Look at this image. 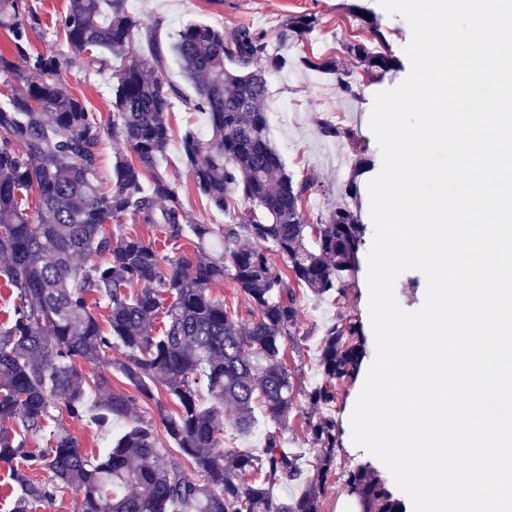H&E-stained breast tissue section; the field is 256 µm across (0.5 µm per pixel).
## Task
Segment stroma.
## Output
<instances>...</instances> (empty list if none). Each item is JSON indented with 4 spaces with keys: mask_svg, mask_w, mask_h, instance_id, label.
<instances>
[{
    "mask_svg": "<svg viewBox=\"0 0 512 512\" xmlns=\"http://www.w3.org/2000/svg\"><path fill=\"white\" fill-rule=\"evenodd\" d=\"M67 5L68 0H22V16L35 15L40 20L30 34L28 50L32 53L53 50L68 57L69 64L62 72L64 87L84 99L106 127L112 121V72L86 70L81 56L73 54L55 26L56 16L63 13ZM130 9L147 22L157 24L164 41L191 21L204 22L227 32L246 24L266 34L271 51L293 59L304 55L335 59L341 71L359 81L358 97L347 98L337 92L334 76L300 67L281 71L268 78L266 110L269 138L279 150L288 175L296 181L311 178L318 183L306 203L310 220L328 218L337 206L349 204L364 226L359 255L367 257L373 237L367 183L379 171L380 153L368 128L373 105L371 92L395 87L408 75L410 64L404 48L411 38V30L407 22L400 16L388 15L377 0H135ZM365 13L370 15V22L362 21ZM301 14L316 15L318 25L297 40L281 43L278 33L282 23L289 16ZM372 22L388 33L397 61L394 69L377 79L369 78L346 50L349 43L368 39V25ZM327 117L357 130V143L323 137L319 123ZM169 118L173 136L158 167L174 182L178 201L189 223L209 224L218 229L240 221L248 209L247 202H239L236 209L225 213L207 209L182 160L181 138L185 130L207 136L206 116L178 104ZM350 182L356 184L357 195L349 199L344 189ZM364 274V268H357L344 299L332 296L317 299L308 294L302 297L299 306L302 341L299 349L288 350L286 362L303 385H311L318 378L317 343L337 311L363 319ZM358 384L355 377L337 383L336 402L326 409L327 414L336 419L341 446L337 452V473L328 483L322 512H350L345 506L348 493L342 473L372 463L371 458L354 447L345 414L348 398Z\"/></svg>",
    "mask_w": 512,
    "mask_h": 512,
    "instance_id": "1",
    "label": "stroma"
}]
</instances>
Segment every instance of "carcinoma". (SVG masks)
<instances>
[{"label": "carcinoma", "mask_w": 512, "mask_h": 512, "mask_svg": "<svg viewBox=\"0 0 512 512\" xmlns=\"http://www.w3.org/2000/svg\"><path fill=\"white\" fill-rule=\"evenodd\" d=\"M38 24L37 17L19 18L18 0H0V28L13 46L11 56L0 52V73L18 83L0 101V256L7 258L12 300L8 321L0 324V463L19 489L14 512L48 503L64 488L78 496L77 512H321L339 448L336 418L322 409L335 403L336 382L357 373L362 329L337 312L320 338V379L311 387L295 383L285 345L299 332L297 292L341 297L349 288L363 225L355 211L342 207L309 223L302 202L316 184L294 182L269 139L267 74L291 62L270 52L265 34L247 25L227 35L188 23L170 50L194 88L190 98L166 77L156 26L128 12L125 0H68L56 25L87 68L126 61L114 71L111 129L134 159H117L112 189L105 191L96 178L101 124L63 87L62 54L27 52ZM317 24L312 14L291 17L279 41ZM136 36L148 53L132 54ZM372 36L373 48L347 46L371 76L395 62L384 31L376 26ZM15 55L24 57L22 72ZM299 63L336 75L341 95H358L334 60L303 57ZM177 102L208 116L209 138L188 131L181 140L199 196L225 212L241 194L251 204L245 221L218 231L188 223L175 186L158 169L172 137L168 113ZM320 129L338 140L357 138L355 130L323 120ZM147 172L148 187L142 182ZM33 187L38 204L31 212L27 192ZM127 215L155 225L170 241L192 232V252L162 268L152 242L122 232ZM112 223L115 230L106 231ZM243 238L250 245H240ZM272 252L287 260V270L271 261ZM226 278L257 311L246 328L209 294ZM134 285L140 289L133 294ZM92 301L105 303L107 327ZM112 351L121 358L110 360ZM108 360L138 396L112 392L91 407L82 365ZM157 374L175 404L171 410L156 402L159 419L194 478L160 452L153 423L135 415L136 400L155 399L150 380ZM298 396L307 405L306 435L316 450L309 468L271 430L259 455L216 451L224 408L232 410L235 430L249 435L258 414L279 422ZM91 410L108 429L114 418L130 422L103 456L84 453L65 431L51 432L40 450L22 437L42 434L63 414L81 421ZM30 470L48 479L34 481ZM299 482L297 496L276 498L269 490L273 483ZM345 484L360 512H404L368 466L346 472Z\"/></svg>", "instance_id": "obj_1"}]
</instances>
